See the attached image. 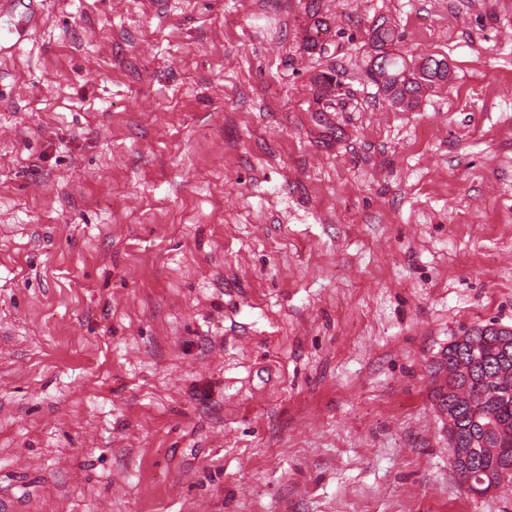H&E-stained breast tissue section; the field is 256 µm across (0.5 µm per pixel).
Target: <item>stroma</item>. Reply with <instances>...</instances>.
Returning a JSON list of instances; mask_svg holds the SVG:
<instances>
[{
  "instance_id": "35a3bbf8",
  "label": "stroma",
  "mask_w": 512,
  "mask_h": 512,
  "mask_svg": "<svg viewBox=\"0 0 512 512\" xmlns=\"http://www.w3.org/2000/svg\"><path fill=\"white\" fill-rule=\"evenodd\" d=\"M330 23L306 49L310 2ZM447 59L409 109L365 73ZM0 55V492L25 512H512L441 357L512 328V0H43ZM338 74L340 101L314 98ZM368 34L378 59L375 62L369 59L366 72L392 104L412 106L422 96L424 86L448 82L450 66L444 62V58L439 59L432 55L425 57L424 60H428L430 66L427 70L414 75L409 71L405 60H400L390 53L389 47L398 41L400 36L385 17H381ZM441 64L444 65L443 68L440 67Z\"/></svg>"
}]
</instances>
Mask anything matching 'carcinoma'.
Returning <instances> with one entry per match:
<instances>
[{
	"instance_id": "obj_1",
	"label": "carcinoma",
	"mask_w": 512,
	"mask_h": 512,
	"mask_svg": "<svg viewBox=\"0 0 512 512\" xmlns=\"http://www.w3.org/2000/svg\"><path fill=\"white\" fill-rule=\"evenodd\" d=\"M310 12L315 35L307 39V49L313 50L318 46L317 35L327 32L329 26L318 17L316 3L310 4ZM399 39L385 18L373 25L369 40L378 59L368 62L367 74L391 103L409 107L418 102L423 87L448 81L449 71L444 59L429 55L427 70L412 74L406 61L389 51ZM313 84L320 99L330 97L340 87L328 73L315 76ZM494 339L488 326H475L469 344L448 346V408L460 422L457 440L462 447L483 437L495 447L492 453L482 448L473 450L461 479L468 480L480 469H492L504 475V486L512 488V353L505 357L495 352L491 346Z\"/></svg>"
}]
</instances>
